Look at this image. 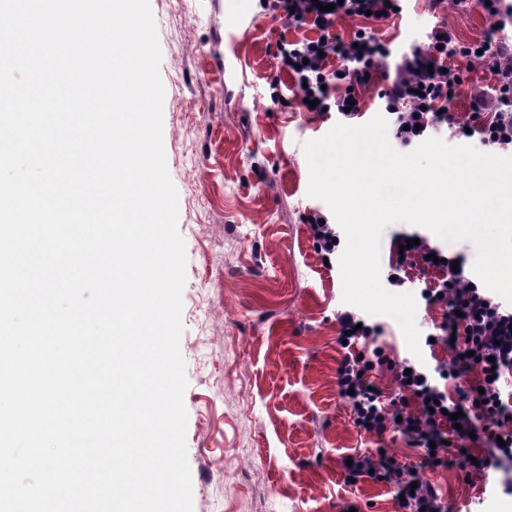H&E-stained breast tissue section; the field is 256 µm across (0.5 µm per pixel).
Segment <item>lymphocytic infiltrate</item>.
<instances>
[{
  "instance_id": "obj_1",
  "label": "lymphocytic infiltrate",
  "mask_w": 512,
  "mask_h": 512,
  "mask_svg": "<svg viewBox=\"0 0 512 512\" xmlns=\"http://www.w3.org/2000/svg\"><path fill=\"white\" fill-rule=\"evenodd\" d=\"M403 0H262L264 10L288 22L310 26L314 37L280 42L276 56L292 77L294 102L315 101L319 114H349L360 107L356 85L382 72L385 85L379 97L392 117L396 143L409 148L440 130L462 139L480 135L484 146L512 148V47L486 37L460 43L448 27L432 28L423 44L403 53L393 73H383L391 55L375 34L376 24L391 20ZM364 19L351 40L336 38L338 18ZM489 59L497 77V103L488 106L482 91H475L472 113L461 120L453 105L457 74L448 72L453 55ZM407 231L394 233L395 244L404 245V257L416 258L421 268L435 270L433 287L423 288L426 306L443 309L434 324L435 343L453 356L452 365L429 369L407 358L390 357L375 340L382 332L377 323L362 320L356 312H338L340 331L347 342L338 363V394L349 407L354 424L366 433L383 436L390 431L404 435L417 448L421 463L410 466L390 452L353 455L345 478L350 485L370 480L393 488L399 512H443L430 472L454 466L464 477L499 471L512 488V394H503L506 377L512 376V305L470 279L465 270H454V255L421 239L410 247ZM378 369L392 373L398 391L384 399L374 388L371 374ZM468 386H461L462 377ZM437 410H430L431 400Z\"/></svg>"
}]
</instances>
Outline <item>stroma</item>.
I'll list each match as a JSON object with an SVG mask.
<instances>
[{
  "label": "stroma",
  "mask_w": 512,
  "mask_h": 512,
  "mask_svg": "<svg viewBox=\"0 0 512 512\" xmlns=\"http://www.w3.org/2000/svg\"><path fill=\"white\" fill-rule=\"evenodd\" d=\"M161 49L162 139L185 242L179 348L188 386L187 457L193 512H398L392 488L349 485L348 455L383 446L418 457L398 433L360 431L339 397V267L316 252L306 217L326 210L308 194L303 145L340 123L291 104L276 45L310 36L259 0H149ZM468 43L512 42V16L493 28L477 0H406L379 27L393 56L433 27ZM464 74L456 109L468 120L474 88L494 85L490 64L448 59ZM279 102H272V95ZM432 478L446 512H512L502 474Z\"/></svg>",
  "instance_id": "35a3bbf8"
}]
</instances>
